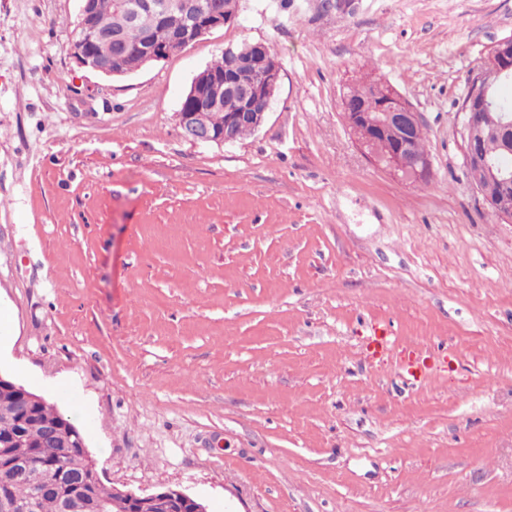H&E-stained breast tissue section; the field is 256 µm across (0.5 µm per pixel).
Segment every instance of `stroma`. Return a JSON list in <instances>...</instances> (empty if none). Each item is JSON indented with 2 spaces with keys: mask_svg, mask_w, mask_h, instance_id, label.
<instances>
[{
  "mask_svg": "<svg viewBox=\"0 0 512 512\" xmlns=\"http://www.w3.org/2000/svg\"><path fill=\"white\" fill-rule=\"evenodd\" d=\"M80 6L0 0V373L71 419L109 487L512 512V222L474 188L461 114L512 0H239L122 77L69 55ZM257 42L283 66L264 124L185 138L192 79ZM373 80L418 112L427 185L348 130L341 99Z\"/></svg>",
  "mask_w": 512,
  "mask_h": 512,
  "instance_id": "obj_1",
  "label": "stroma"
}]
</instances>
